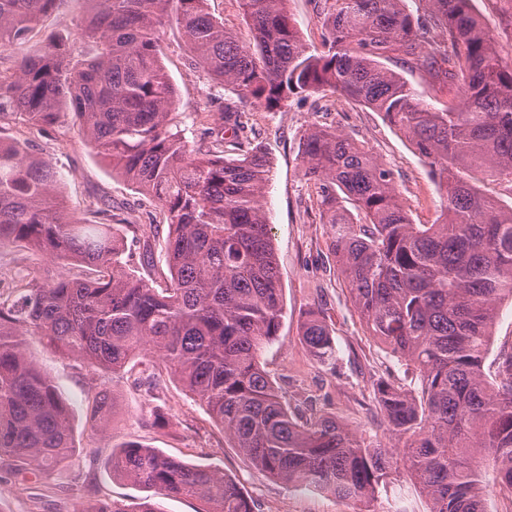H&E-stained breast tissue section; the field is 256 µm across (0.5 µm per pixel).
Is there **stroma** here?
Here are the masks:
<instances>
[{"mask_svg": "<svg viewBox=\"0 0 512 512\" xmlns=\"http://www.w3.org/2000/svg\"><path fill=\"white\" fill-rule=\"evenodd\" d=\"M483 23L495 34L498 49L512 58V15L501 0H474ZM322 0H289L288 8L302 37L312 47L322 45ZM84 0H58L30 35L38 43L55 33L74 31L84 15ZM162 62L177 90L176 112L192 147L203 146L202 126L207 114L238 103L253 125L252 139L268 154L272 175L264 188L266 214L272 227L285 314L276 340L261 353L260 361L283 399L306 406L314 414L332 416L384 446L396 445L376 406L373 383L394 373L405 388H413L411 374L367 336L346 285L339 277L329 250V227L311 208L312 189L303 175L300 142L311 124L335 126L380 162L393 169L397 188L411 219L431 224L438 218L443 193L429 167L410 140L382 117L343 97L291 98L268 111L239 98L231 87L211 81L195 66L174 23L161 32ZM12 137L53 162L63 173V195L76 216L90 218L93 209L110 204L119 218L134 224L126 235L125 257L141 270L139 254L150 242L151 274L167 273L166 226L150 229L155 209L123 178L114 175L85 141L71 117L47 128L11 124ZM319 309L333 330L339 350L337 361L314 360L301 335V321L309 308ZM30 358L53 380L71 411L74 449L54 469L22 477L8 462L0 463V512H87L96 501L115 502L137 512L140 504H154L158 512H201L195 498H169L114 476L108 465L113 449L138 442L184 462L206 466L235 479L255 501L256 512H360V503L303 489H291L256 471L246 456L225 439L204 406L168 375L156 389L144 379L157 372L158 362L137 357L123 371L111 375L62 356L30 341ZM109 395L108 421L99 420L97 403Z\"/></svg>", "mask_w": 512, "mask_h": 512, "instance_id": "obj_1", "label": "stroma"}]
</instances>
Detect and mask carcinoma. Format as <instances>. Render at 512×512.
Listing matches in <instances>:
<instances>
[{
    "instance_id": "obj_1",
    "label": "carcinoma",
    "mask_w": 512,
    "mask_h": 512,
    "mask_svg": "<svg viewBox=\"0 0 512 512\" xmlns=\"http://www.w3.org/2000/svg\"><path fill=\"white\" fill-rule=\"evenodd\" d=\"M57 0H0V48L29 42ZM73 35H52L0 67V121L50 127L72 115L109 167L148 196L168 225L170 277L155 285L123 261L112 210L75 218L60 170L0 134V245L8 242L98 275L14 277L0 289V458L42 473L73 448L69 412L28 357L36 339L102 372H120L143 348L163 362L258 470L293 488L370 504L402 465L430 512H486V474L512 491V346L488 375L498 306L512 301V205L481 192L512 191V61L472 0H324L322 49L301 39L288 0H240L253 44L213 16L208 0H86ZM192 61L271 111L330 92L379 113L406 135L445 189L433 224H415L394 171L331 125L303 134L313 205L330 226L336 265L368 334L415 374L403 389L381 377L374 399L401 453L366 442L334 417L282 401L259 354L275 341L282 286L263 190L270 163L245 112L224 105L208 149L173 121L176 88L160 58L169 13ZM441 38L433 48L427 35ZM398 61L429 77L443 110L421 102ZM303 341L336 358L325 318L307 314ZM112 473L203 512H255L224 473L128 442Z\"/></svg>"
}]
</instances>
